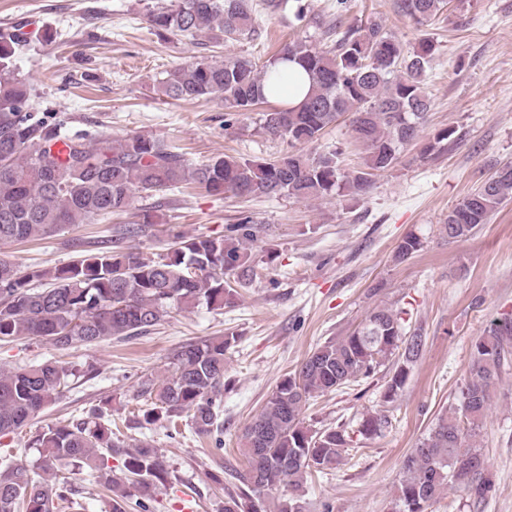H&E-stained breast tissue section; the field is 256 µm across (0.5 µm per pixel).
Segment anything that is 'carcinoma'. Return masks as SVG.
<instances>
[{"label":"carcinoma","mask_w":512,"mask_h":512,"mask_svg":"<svg viewBox=\"0 0 512 512\" xmlns=\"http://www.w3.org/2000/svg\"><path fill=\"white\" fill-rule=\"evenodd\" d=\"M288 0H164L145 6L147 23L159 34L203 33L218 41L258 33V9L275 12ZM447 0H397L398 11L423 27ZM55 41L48 28L24 32L0 28V246L46 236L64 225L126 211L139 193H157L194 184L211 195L288 196L326 199L363 196L372 176L395 165L400 149L413 142L431 109L424 88L427 66L436 50L428 36L410 50L386 30L382 20L350 25L330 47L305 41L285 44L265 62L227 56L220 62L193 61L156 80V91L175 101L218 99L224 126L260 106V127L289 145L318 140L344 117L364 146L362 166L341 171L338 147L317 157L287 152L275 160L218 155L193 165L150 133L112 139L100 133L69 132L60 122L35 113L38 94L16 68V59L33 40ZM294 62L305 73L308 90L295 105L277 104L268 92L273 68ZM457 130L438 131L425 144L431 155L458 140ZM512 199V165L491 178L448 212L442 233L450 242L473 237L504 202ZM152 224L128 227L119 237L70 264L34 268L23 274L0 258V341L25 337L46 340L59 350L146 333L172 313L201 305L222 310L237 290L256 277L248 244L254 240L249 216L222 237H181L164 254L146 257L122 246L123 239ZM233 335L206 336L173 351L167 375L140 383L138 396L151 401L140 425L166 421L176 426L191 416L199 436L224 432L223 392L226 355ZM424 337L404 333L400 317L374 308L347 336L318 346L299 368L284 376L261 410L244 427L240 448L248 462L238 474V492L224 500L223 512H304L306 478L336 468L348 448L345 428L317 431L306 425L302 408L312 397L358 385L390 362L383 401H394ZM512 354V318L491 321L475 344L469 376L457 404L440 414L429 433L404 461L405 476L392 500V512H427V506L454 483L483 498L493 485L484 475L479 449L463 440L479 434L491 390ZM93 371L47 359L0 370V435L17 431L55 403L69 381ZM388 424L375 412L360 433L372 436ZM112 435V399L85 417L39 430L27 441L38 453L36 468L0 458V512H52L54 501L79 507L70 478L55 471L60 460L77 472L89 470L108 492L109 512H127L131 491L153 497L169 475L158 449L145 443L126 453L124 471L112 473L109 458L118 451ZM286 486L288 498L273 493Z\"/></svg>","instance_id":"obj_1"}]
</instances>
